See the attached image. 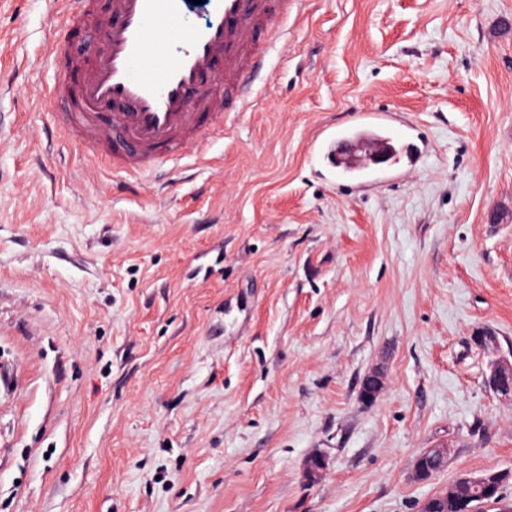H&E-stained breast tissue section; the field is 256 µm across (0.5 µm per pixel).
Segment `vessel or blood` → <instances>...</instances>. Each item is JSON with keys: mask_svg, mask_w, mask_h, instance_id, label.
I'll use <instances>...</instances> for the list:
<instances>
[{"mask_svg": "<svg viewBox=\"0 0 512 512\" xmlns=\"http://www.w3.org/2000/svg\"><path fill=\"white\" fill-rule=\"evenodd\" d=\"M67 5L73 21L96 26L101 47L78 90L59 82L50 91L57 123L84 150H98L101 160L130 174L179 158L197 145L198 133L223 135L226 105L238 112L253 106L245 74L264 66L256 51L260 32L285 25L302 0H111L104 20L94 16L91 0ZM198 6L206 20L189 26ZM218 58L224 72L214 77ZM393 130L390 114L363 112L357 131L334 135L327 151L364 170Z\"/></svg>", "mask_w": 512, "mask_h": 512, "instance_id": "b4317fda", "label": "vessel or blood"}]
</instances>
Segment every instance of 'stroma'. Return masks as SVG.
Segmentation results:
<instances>
[{
  "label": "stroma",
  "instance_id": "35a3bbf8",
  "mask_svg": "<svg viewBox=\"0 0 512 512\" xmlns=\"http://www.w3.org/2000/svg\"><path fill=\"white\" fill-rule=\"evenodd\" d=\"M63 28L0 0V512H419L512 471L476 344L512 348V0H309L256 107L129 185L57 131ZM359 110L412 132L353 179L316 136Z\"/></svg>",
  "mask_w": 512,
  "mask_h": 512
}]
</instances>
